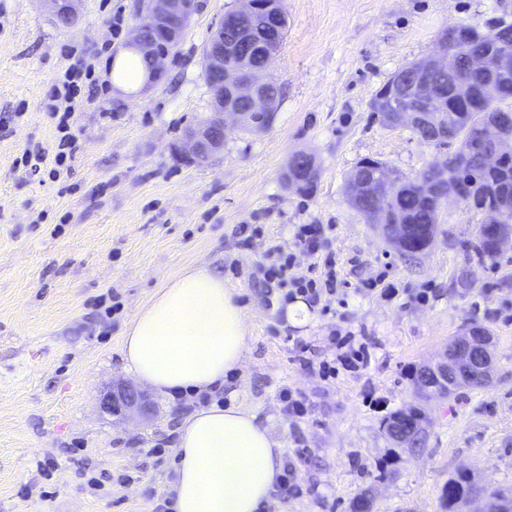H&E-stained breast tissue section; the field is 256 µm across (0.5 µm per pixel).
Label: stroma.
Here are the masks:
<instances>
[{
  "label": "stroma",
  "instance_id": "stroma-1",
  "mask_svg": "<svg viewBox=\"0 0 512 512\" xmlns=\"http://www.w3.org/2000/svg\"><path fill=\"white\" fill-rule=\"evenodd\" d=\"M236 5L205 0L162 79L122 97L103 73L142 0H83L69 29L44 0H0V512H154L168 498L175 432L199 398L149 393L145 418L101 401L136 382L121 356L127 324L190 265L223 276L246 312L245 362L217 398L283 443L273 512H443L462 468L512 488V249L480 259V216L451 202L432 246L407 257L346 200L362 159L412 177L437 155L381 122L376 92L441 30L512 24V0H284L272 125L228 132L223 154L180 163L173 145L211 108L203 46ZM79 64L91 72L69 120V168L53 179L20 159L57 151L56 78ZM299 151L319 168L307 196L282 179ZM302 224L323 226L337 286L289 324L287 289L262 269L286 252L294 274L308 273ZM474 325L493 338L489 385L418 402L414 370ZM335 332L364 364L342 366ZM285 390L304 399L302 418L289 417ZM413 405L429 420L420 448L383 430Z\"/></svg>",
  "mask_w": 512,
  "mask_h": 512
}]
</instances>
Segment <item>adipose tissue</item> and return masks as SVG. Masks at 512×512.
<instances>
[{
	"label": "adipose tissue",
	"mask_w": 512,
	"mask_h": 512,
	"mask_svg": "<svg viewBox=\"0 0 512 512\" xmlns=\"http://www.w3.org/2000/svg\"><path fill=\"white\" fill-rule=\"evenodd\" d=\"M150 79L140 53L126 48L109 64L120 94ZM244 309L208 268H185L140 308L123 332L127 367L154 392L213 393L240 370L247 345ZM171 512H268L283 476V444L254 414L211 403L183 421L175 442Z\"/></svg>",
	"instance_id": "1"
}]
</instances>
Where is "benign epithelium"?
<instances>
[{
    "label": "benign epithelium",
    "mask_w": 512,
    "mask_h": 512,
    "mask_svg": "<svg viewBox=\"0 0 512 512\" xmlns=\"http://www.w3.org/2000/svg\"><path fill=\"white\" fill-rule=\"evenodd\" d=\"M58 22L69 27L78 17L76 4L79 0H43ZM239 6L220 19L205 44L204 74L211 94V110L208 115L189 127L181 145L176 147L179 160L203 164L224 151V137L231 130L245 128L263 129L258 114L265 113L274 120L276 98L262 89L267 82L266 73H251L247 56H239L232 47L224 44V28L234 25L241 30L248 26L259 12L279 18L282 0H238ZM202 8V0H145L142 15L132 27L129 44L152 61L151 81L162 78L164 64L181 43L183 35ZM281 25L266 36L249 39L250 49L258 48L271 61L279 48ZM470 39L466 28L456 27L441 40L440 48L429 57L413 64L407 71H399L390 80V94L397 95L402 102L391 104L387 96L379 93L373 100V110L385 123L392 127H405L428 134L433 143L456 142L455 133L459 116L443 115L431 107L436 90L429 81V74L446 69L453 59L462 53ZM467 70L486 73L492 77L508 76L512 72V52L491 50L468 58ZM246 102L250 111L241 112L237 104ZM475 152L483 154L486 170H498L501 164L512 160V114L496 112L483 123L477 140L465 146H458L453 153L445 150L428 167L429 175L422 182L423 194L442 205L449 200L463 201L469 198L471 179L463 168L469 156ZM317 171L311 156L304 152L293 155L284 178L288 188L296 191L314 181ZM401 177L381 166L376 179L366 178L362 167H357L347 183V201L355 207L366 206L365 216L370 223L381 228L389 242L398 250H405L409 234L407 224H380L379 209L389 198L390 191L400 185ZM508 180L490 183L496 197V204L480 210L482 224L495 229L493 250L498 252L512 243V224L504 221L506 213L512 210V191L499 190ZM453 348L457 353H447L443 360L422 365L415 375V391L421 399L440 397L460 381L459 370L468 365L469 372L483 381L488 380L493 361L491 337L482 331L470 330L458 337ZM142 394L127 386L117 394L103 398L102 406L107 412L124 408L128 411L143 412L138 398ZM393 441L400 443L409 438L413 441L422 437L425 431L422 415L414 418L413 433L400 431L395 421L385 425Z\"/></svg>",
    "instance_id": "1"
}]
</instances>
